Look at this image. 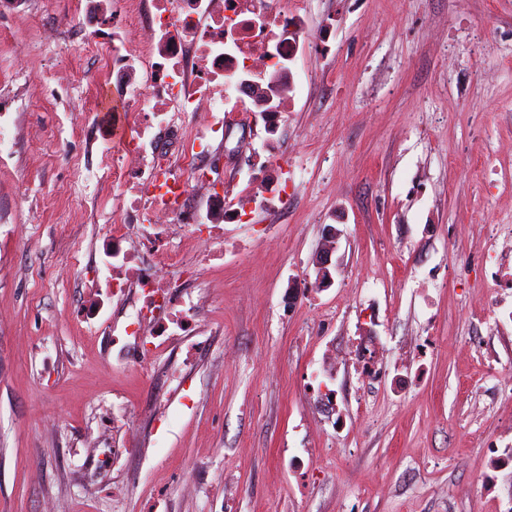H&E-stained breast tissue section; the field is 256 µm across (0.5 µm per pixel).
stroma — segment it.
Listing matches in <instances>:
<instances>
[{
  "label": "stroma",
  "instance_id": "obj_1",
  "mask_svg": "<svg viewBox=\"0 0 512 512\" xmlns=\"http://www.w3.org/2000/svg\"><path fill=\"white\" fill-rule=\"evenodd\" d=\"M23 2L0 9V512H512V465L485 449L512 448V321L480 310L488 237L512 229V0H309L274 135L288 203L225 225L223 265L192 278L197 336L145 374L103 332L126 298L102 287L83 315L121 212L73 168L120 145L101 85L67 70L94 76L111 27ZM263 135L226 125L225 183ZM370 341L367 379L350 352Z\"/></svg>",
  "mask_w": 512,
  "mask_h": 512
}]
</instances>
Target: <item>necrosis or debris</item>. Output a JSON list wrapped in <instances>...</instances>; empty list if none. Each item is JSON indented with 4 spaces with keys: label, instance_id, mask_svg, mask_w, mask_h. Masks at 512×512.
<instances>
[{
    "label": "necrosis or debris",
    "instance_id": "obj_1",
    "mask_svg": "<svg viewBox=\"0 0 512 512\" xmlns=\"http://www.w3.org/2000/svg\"><path fill=\"white\" fill-rule=\"evenodd\" d=\"M112 12L105 80L137 121L121 154H100L96 163L124 216L105 239L103 263L116 293L135 295L117 358L144 369L146 343L160 347L194 334L198 305L175 297L157 268L139 265L133 243L188 274L190 260L165 248L169 225L244 223L245 210L216 188L219 166L198 160L223 138L231 113H259L267 132H276L294 88L291 64L307 39L308 11L307 0H114ZM132 33L146 53L128 51ZM263 149L270 162L251 171L243 193L270 203L287 195L272 166L282 149L272 140ZM192 196L203 206H189Z\"/></svg>",
    "mask_w": 512,
    "mask_h": 512
}]
</instances>
